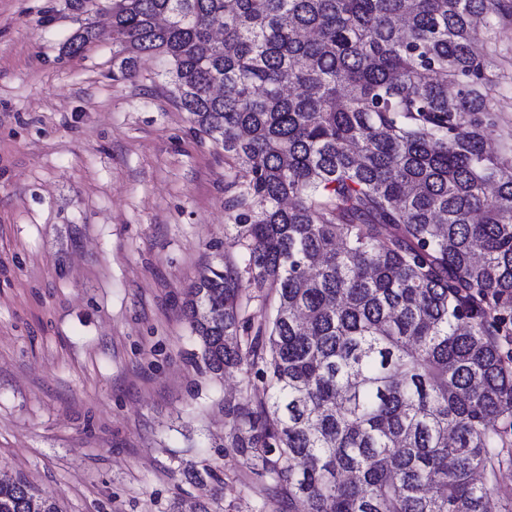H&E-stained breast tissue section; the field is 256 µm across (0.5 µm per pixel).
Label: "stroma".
<instances>
[{"label":"stroma","mask_w":512,"mask_h":512,"mask_svg":"<svg viewBox=\"0 0 512 512\" xmlns=\"http://www.w3.org/2000/svg\"><path fill=\"white\" fill-rule=\"evenodd\" d=\"M112 0H0V478L60 512H279L224 445L242 372L182 313L227 235L230 170L156 56L113 78ZM93 25L81 54L64 46ZM512 143V22L487 45Z\"/></svg>","instance_id":"35a3bbf8"}]
</instances>
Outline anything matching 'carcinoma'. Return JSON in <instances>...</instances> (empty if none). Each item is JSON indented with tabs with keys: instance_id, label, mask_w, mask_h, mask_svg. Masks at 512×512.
<instances>
[{
	"instance_id": "cac0c4a2",
	"label": "carcinoma",
	"mask_w": 512,
	"mask_h": 512,
	"mask_svg": "<svg viewBox=\"0 0 512 512\" xmlns=\"http://www.w3.org/2000/svg\"><path fill=\"white\" fill-rule=\"evenodd\" d=\"M505 0H112L115 78L157 54L183 110L242 168L243 267L183 314L224 447L304 512H512V159L486 148L485 34ZM95 38L77 30L65 52ZM275 296L257 323L249 290ZM59 512L24 478L0 512Z\"/></svg>"
}]
</instances>
